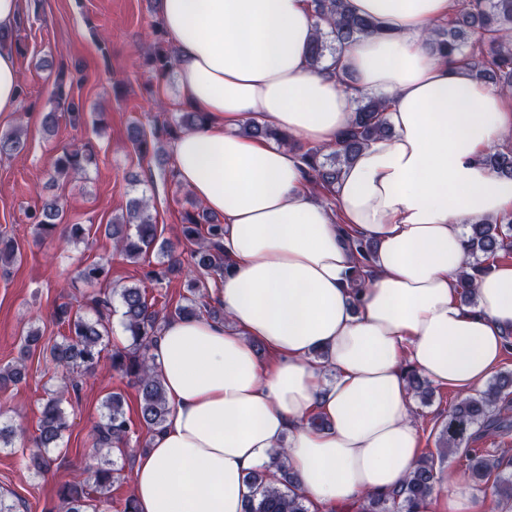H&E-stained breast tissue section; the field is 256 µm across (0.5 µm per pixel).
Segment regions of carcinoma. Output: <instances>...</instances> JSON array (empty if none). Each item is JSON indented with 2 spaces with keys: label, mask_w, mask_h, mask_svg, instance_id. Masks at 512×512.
<instances>
[{
  "label": "carcinoma",
  "mask_w": 512,
  "mask_h": 512,
  "mask_svg": "<svg viewBox=\"0 0 512 512\" xmlns=\"http://www.w3.org/2000/svg\"><path fill=\"white\" fill-rule=\"evenodd\" d=\"M316 21V33L310 43L308 60L315 69L323 68L330 57H337L343 48L363 36L383 31L371 18L354 15L348 0H309ZM454 18L448 27H437L429 35L428 44L444 59L456 56L467 61L474 77L491 84L503 92H512V0H455ZM155 41L146 60L160 75L168 73L175 64V50L157 21L152 26ZM52 98L54 108L42 118L44 132L51 136L65 115L71 124L82 121L83 110L74 103L72 85L67 83L64 71L55 76ZM386 103L374 96L361 95L355 99L354 118L336 144L331 147L309 149L301 154L308 168V177L315 185L328 191L335 184L342 168L352 162L371 141L386 136L391 128L384 112ZM207 123L202 112L193 110L172 120L156 115L150 120V131L140 124L131 128L130 141L142 156L150 148L160 149L163 143L176 140L187 131L201 130ZM241 133L247 137H262L288 144L290 139L254 121L245 123ZM25 149V139L18 130L0 135V156H13ZM95 161L91 144L84 143L63 149L56 158L54 172L58 176L78 174ZM483 162L499 176L512 180V148H499L483 156ZM36 230L42 237H51L63 220V208L58 200L43 203L31 214ZM108 236L126 259L137 261L150 253L160 256V270L149 275L160 282L180 277L188 271L194 277L188 280L185 303L164 314L154 309L147 293L137 285L104 287L108 269L104 263H91L81 267L77 280L94 288L86 296L88 313L83 314L68 303L58 305L55 319L64 329L61 340L51 345L49 355L55 367L61 370L68 387L79 395L82 377L94 371L103 351L104 338L111 332L114 302H119L121 323L130 344L112 349V368L129 377L140 397L141 418L154 433L164 426L170 413L169 402L161 383L150 364L147 352L161 337L171 319H190L207 316L221 320L224 314L211 307L207 298L208 280L218 281L227 269L224 261V224L206 209L199 207L185 212L181 224L183 239L194 245L190 268L184 269L174 245L160 237L158 224L146 198L129 201L127 213L107 225ZM376 246L371 241H358L361 264L352 278L353 287L363 286L362 270L372 258ZM469 255L475 262L468 264L459 276L461 299L475 301L474 281L489 270L492 261L502 252L512 250V217L503 219H476L468 225ZM18 259L14 241L0 237V265ZM408 385L413 394L427 402L432 389L415 371L407 372ZM512 394V374H497L486 390L458 399L448 411V417L438 438V454L445 456L468 443L476 436H492L512 428V407L502 400ZM105 414L97 427L96 447L119 448L126 445L131 432V421L123 409V398L118 393L103 402ZM69 427L65 411L57 399L50 397L40 409L35 447L41 451L58 447L64 431ZM468 470L474 480L495 477L493 494L502 512H512V471L501 473L499 464L469 448ZM438 473L434 456L423 455L415 469L398 491L390 494H366L357 501V512H417L434 490ZM256 488L245 512H308L307 499L297 492L293 477L285 463V453L271 455L263 469L249 476ZM114 482V469L104 461L94 474V481L86 483L80 478L65 484L58 493L61 512H88L93 501L108 497Z\"/></svg>",
  "instance_id": "1"
}]
</instances>
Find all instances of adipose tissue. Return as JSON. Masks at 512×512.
<instances>
[{
    "label": "adipose tissue",
    "mask_w": 512,
    "mask_h": 512,
    "mask_svg": "<svg viewBox=\"0 0 512 512\" xmlns=\"http://www.w3.org/2000/svg\"><path fill=\"white\" fill-rule=\"evenodd\" d=\"M453 0H349L384 31L344 49L338 73L308 61V0H161L182 102L206 127L173 144L179 180L224 220V319L174 320L152 351L170 404L133 472L138 512H244L247 475L285 450L310 512L398 490L420 435L406 373L469 395L512 331V264L459 299L466 226L512 213V180L482 160L512 137V96L434 55L428 32ZM386 99L392 128L314 191L288 145L351 124L354 97ZM377 249L365 286L357 239ZM267 351L259 360L255 344ZM322 416L326 429L309 424ZM419 512H478L467 482L440 477Z\"/></svg>",
    "instance_id": "adipose-tissue-1"
}]
</instances>
